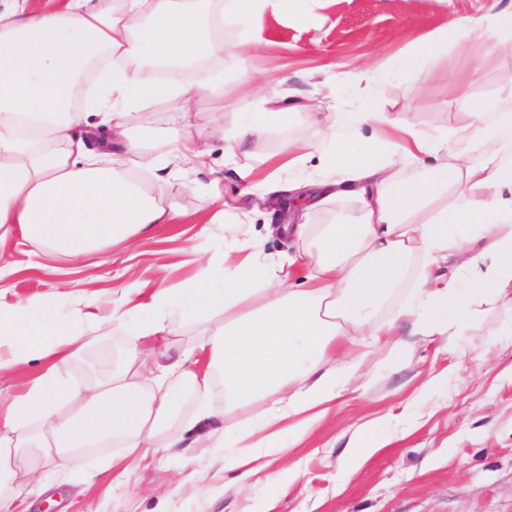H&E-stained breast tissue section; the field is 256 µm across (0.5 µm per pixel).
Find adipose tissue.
<instances>
[{
  "label": "adipose tissue",
  "instance_id": "ef3b65f1",
  "mask_svg": "<svg viewBox=\"0 0 512 512\" xmlns=\"http://www.w3.org/2000/svg\"><path fill=\"white\" fill-rule=\"evenodd\" d=\"M310 0H28L0 10V274L12 268L9 246L21 240L48 257L80 258L113 248L133 249L155 225L178 223L172 187L210 195V222L224 230V250L198 253L195 285L148 287L135 280L110 314L91 302L63 318L48 305H0V377L36 363L46 367L20 393L0 390V512H17L40 468L105 442L122 450L112 470L144 461L149 452L183 445L233 448L240 480L257 474L265 449H287L314 426L359 370L377 355L399 361L393 323L369 319L416 272L423 308L403 307L421 335L452 352L458 331L491 302L512 304V142L469 160L434 133L412 144L355 137L348 121L330 135L322 161L331 176L317 183L315 206L343 198L356 216L331 224H282L278 234L305 241L302 275L267 261L254 240L241 255L236 206L215 182L190 179L208 153L192 132L197 98L224 100L223 82L179 86L165 72L209 67L224 55V17L244 35L266 16L317 24ZM489 28L512 48V9L491 7L425 36L419 46L435 62L448 44H467ZM178 98L182 134L158 154L144 153L129 135L140 108L143 138L151 116L142 104ZM261 116L237 127L243 144L265 128L264 115L287 123L286 98L256 91ZM438 164L429 178L405 176L422 155ZM158 170L148 188L128 175L130 157ZM470 275L468 290L437 276L448 258ZM224 269L223 289L211 271ZM178 310H171V303ZM196 328L190 348L170 358L178 324ZM119 333L123 348L108 376L78 387L56 372L88 346L86 328ZM222 388L226 403L271 397L275 406L248 429L218 427L207 399Z\"/></svg>",
  "mask_w": 512,
  "mask_h": 512
}]
</instances>
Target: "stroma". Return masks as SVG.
Returning <instances> with one entry per match:
<instances>
[{
  "mask_svg": "<svg viewBox=\"0 0 512 512\" xmlns=\"http://www.w3.org/2000/svg\"><path fill=\"white\" fill-rule=\"evenodd\" d=\"M512 0H313L321 22L267 17L255 43L239 46L232 17L224 19V41L238 44L210 70L224 78V104L196 103L195 125L206 132L233 128L250 106L234 87L241 77L278 88L292 115L246 146L212 140L211 164L224 170L219 189L246 211L237 237L264 240L266 256L283 260L300 245L267 225L280 221L275 193L241 181L237 168L267 173L285 142H319L324 117L337 112H376L423 131L451 130L449 147L463 157L496 150L511 130L475 139L461 100H495L512 107L499 90L512 78V52L449 45L430 67L416 60L422 38L454 19L485 14L491 3ZM175 198L185 213L179 224L157 225L137 251L113 249L75 261L51 259L28 244L13 251V273L0 278L7 302L45 300L61 311L93 301L110 310L129 278L152 284L194 285L190 252L223 249L222 234L205 223L212 205L194 192ZM394 339L406 361L362 369L346 392L289 449H268L270 466L238 487L235 471L220 454L175 448L151 464L132 466L127 482L104 476L81 481L92 458L77 455L46 467L33 483L30 512L47 499L60 512H512V306L497 304L457 338L453 353L426 342L411 320L397 323ZM408 411V419L386 432L381 448L364 449L357 460L349 446L369 434L372 423Z\"/></svg>",
  "mask_w": 512,
  "mask_h": 512,
  "instance_id": "stroma-1",
  "label": "stroma"
}]
</instances>
